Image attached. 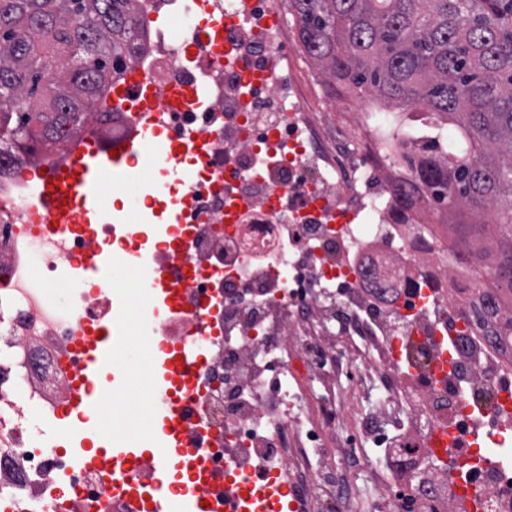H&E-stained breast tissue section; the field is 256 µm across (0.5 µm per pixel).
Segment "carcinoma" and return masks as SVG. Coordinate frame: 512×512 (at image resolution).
Masks as SVG:
<instances>
[{
    "mask_svg": "<svg viewBox=\"0 0 512 512\" xmlns=\"http://www.w3.org/2000/svg\"><path fill=\"white\" fill-rule=\"evenodd\" d=\"M299 45L325 87L365 93L388 114L379 133L395 165L405 141L435 151L416 163L417 182L475 246L456 260L483 292L512 285V0H288ZM145 26L135 0H0V161L39 145L63 149L133 54ZM512 355V306L494 324L472 303L464 317Z\"/></svg>",
    "mask_w": 512,
    "mask_h": 512,
    "instance_id": "cac0c4a2",
    "label": "carcinoma"
}]
</instances>
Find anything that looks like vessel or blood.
<instances>
[{
    "mask_svg": "<svg viewBox=\"0 0 512 512\" xmlns=\"http://www.w3.org/2000/svg\"><path fill=\"white\" fill-rule=\"evenodd\" d=\"M158 28L180 42L202 37L216 48L223 43L224 20L213 15L208 0H198L191 18L177 14L160 18ZM110 104L116 110L135 112L136 123L112 149L82 148L63 167L42 172L39 194L50 205L51 222L72 224L81 214H106L109 193L120 190L119 184L111 183V176L138 162L152 165L162 176L180 181L189 178L183 157L194 150L195 141L190 137L171 139L155 120L146 70L131 71L126 83L113 90ZM166 273V268L156 269L150 286L171 306L179 301L182 290ZM202 343V337H189L168 349L161 363L145 368L143 387L153 403L154 436L151 446L142 448L131 435L111 434L106 416L99 413L103 399L123 394L127 376H103L102 369L112 356V335L88 328L76 339L77 366L64 370L69 410L77 418L58 419L54 428L43 430L44 442L96 480L111 484L113 492L123 498L124 512H211L203 505L201 493L207 485L221 481L223 475L209 466L206 454L197 447L196 427L188 421L187 407L200 389ZM486 414L496 420L497 428L491 431L475 423L468 462L492 470L502 465L493 444L499 443L500 432L512 431V391H504L501 405L488 407ZM428 444L446 465L449 481L460 485L465 498H472L451 426L433 428ZM173 470L186 472L188 485L173 487L167 480Z\"/></svg>",
    "mask_w": 512,
    "mask_h": 512,
    "instance_id": "b4317fda",
    "label": "vessel or blood"
}]
</instances>
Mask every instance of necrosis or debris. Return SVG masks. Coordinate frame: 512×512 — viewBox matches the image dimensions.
<instances>
[{"label": "necrosis or debris", "instance_id": "obj_1", "mask_svg": "<svg viewBox=\"0 0 512 512\" xmlns=\"http://www.w3.org/2000/svg\"><path fill=\"white\" fill-rule=\"evenodd\" d=\"M225 16L224 46L197 47L182 63L175 42L146 30L132 65L146 68L159 100L207 76L205 103L165 108L172 136L194 132V174L179 187L190 199L184 224L172 232L193 275L181 286V309L145 303L140 325L167 345L198 332L210 335L225 365L233 402L203 386L206 424L199 440L214 468L230 472L229 492L261 473L291 493L293 512H354L349 472L358 448H334L330 431L342 415L335 401L310 402L308 387L329 356L346 360L356 384L376 383L399 396L406 426L388 442L398 493L375 502L376 512H400L401 495L417 512H458L430 460L426 436L445 422L465 432L462 404L498 403L512 379V362L462 317L473 295L463 267L448 263L435 230L429 194L399 203L402 180L385 168L378 126L362 113L353 131L336 121L340 98L329 96L318 73L303 66L294 27L280 0H209ZM132 125L131 112L98 103L74 145L106 147ZM67 153L40 149L0 165V464L22 470L17 484L0 485V512H52L61 486L93 498L97 512H118L117 498L68 472L60 456L32 444L28 410L53 402L36 384L60 373L74 339L97 323L123 334L124 289L113 293L63 284L60 268L82 252L111 251L118 225L136 224L143 210L108 216L88 230L46 236L48 207L23 170L66 164ZM433 282L436 296L417 310L415 287ZM67 288L56 308L49 294ZM459 340L458 359L472 362L466 382L428 379L440 337ZM25 455H18V448ZM326 460L324 468L312 456ZM512 467L485 471L473 483L477 512H512L501 489Z\"/></svg>", "mask_w": 512, "mask_h": 512}]
</instances>
